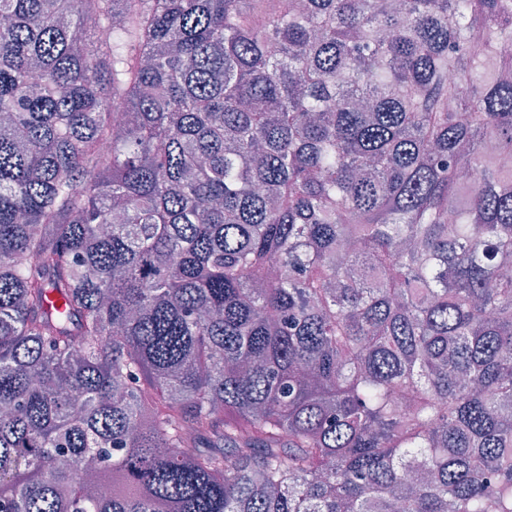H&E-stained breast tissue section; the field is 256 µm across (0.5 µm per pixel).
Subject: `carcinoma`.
Instances as JSON below:
<instances>
[{"mask_svg": "<svg viewBox=\"0 0 512 512\" xmlns=\"http://www.w3.org/2000/svg\"><path fill=\"white\" fill-rule=\"evenodd\" d=\"M506 42L0 0V512H512Z\"/></svg>", "mask_w": 512, "mask_h": 512, "instance_id": "carcinoma-1", "label": "carcinoma"}]
</instances>
